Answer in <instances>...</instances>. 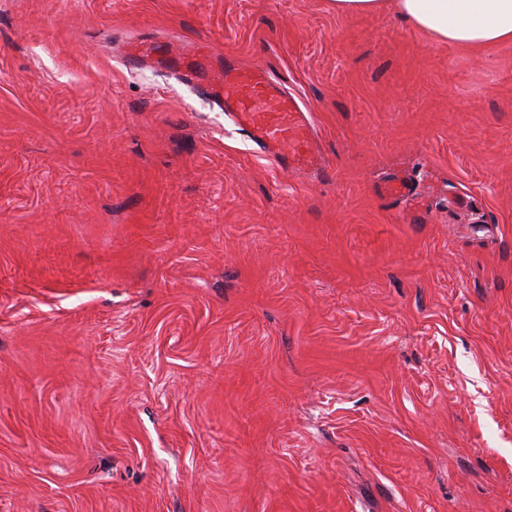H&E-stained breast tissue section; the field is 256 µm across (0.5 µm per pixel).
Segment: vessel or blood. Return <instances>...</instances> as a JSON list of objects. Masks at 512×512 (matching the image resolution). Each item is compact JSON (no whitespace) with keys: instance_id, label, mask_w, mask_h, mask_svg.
I'll return each mask as SVG.
<instances>
[{"instance_id":"vessel-or-blood-1","label":"vessel or blood","mask_w":512,"mask_h":512,"mask_svg":"<svg viewBox=\"0 0 512 512\" xmlns=\"http://www.w3.org/2000/svg\"><path fill=\"white\" fill-rule=\"evenodd\" d=\"M148 61L179 68L186 78L199 84L275 164L298 172L321 167L311 114L303 111L295 95L281 90L262 70L228 62L217 78H210L211 52L203 45L179 58L171 57L167 48L156 42L137 44L127 54L130 67Z\"/></svg>"}]
</instances>
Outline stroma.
I'll list each match as a JSON object with an SVG mask.
<instances>
[{
    "label": "stroma",
    "instance_id": "obj_1",
    "mask_svg": "<svg viewBox=\"0 0 512 512\" xmlns=\"http://www.w3.org/2000/svg\"><path fill=\"white\" fill-rule=\"evenodd\" d=\"M158 38L277 77L323 171L126 66ZM0 512H512V44L0 0Z\"/></svg>",
    "mask_w": 512,
    "mask_h": 512
}]
</instances>
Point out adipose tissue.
I'll return each mask as SVG.
<instances>
[{"instance_id": "adipose-tissue-1", "label": "adipose tissue", "mask_w": 512, "mask_h": 512, "mask_svg": "<svg viewBox=\"0 0 512 512\" xmlns=\"http://www.w3.org/2000/svg\"><path fill=\"white\" fill-rule=\"evenodd\" d=\"M395 7L417 28L451 46L512 43V0H395Z\"/></svg>"}]
</instances>
